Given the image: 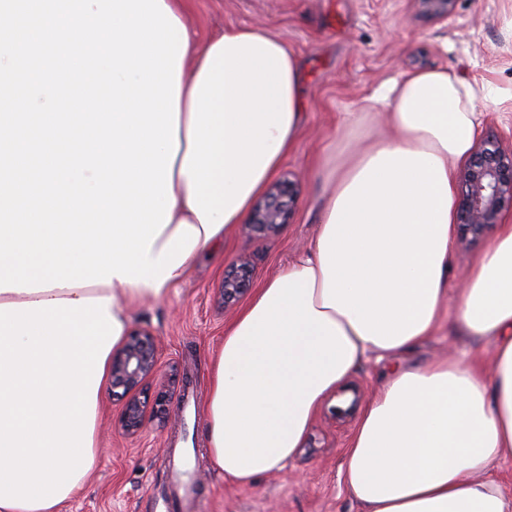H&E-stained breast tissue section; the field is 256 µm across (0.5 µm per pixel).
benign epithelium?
I'll list each match as a JSON object with an SVG mask.
<instances>
[{"label":"benign epithelium","instance_id":"7a95c632","mask_svg":"<svg viewBox=\"0 0 512 512\" xmlns=\"http://www.w3.org/2000/svg\"><path fill=\"white\" fill-rule=\"evenodd\" d=\"M425 15L442 19L448 16L453 0H418ZM297 182L284 179L273 184L256 203L248 227L272 234L289 223L296 207ZM512 210V152L502 150L499 136L489 131L468 160L460 180L456 224L463 237L483 235L498 223L501 212ZM251 271L244 259L224 271V302L243 295L250 286ZM159 353L153 336L147 332L130 335L112 352L113 394L124 400L120 416L123 433L139 436L151 417L163 414L168 398L165 393H150L144 384L157 370Z\"/></svg>","mask_w":512,"mask_h":512}]
</instances>
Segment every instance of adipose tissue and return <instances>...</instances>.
Segmentation results:
<instances>
[{
	"mask_svg": "<svg viewBox=\"0 0 512 512\" xmlns=\"http://www.w3.org/2000/svg\"><path fill=\"white\" fill-rule=\"evenodd\" d=\"M180 22L187 0H164ZM175 204L199 240L161 287L112 280L0 292V512H59L91 477L103 379L128 307L160 300L223 243L302 131V65L274 35L200 38L187 25ZM487 88L439 68L372 97L393 132L358 153L327 197L314 246L257 289L209 366L207 450L247 486L303 447L324 399L366 360L390 362L345 451L361 512H512V224L495 228L448 298L454 169L473 149ZM477 354L402 363L443 323Z\"/></svg>",
	"mask_w": 512,
	"mask_h": 512,
	"instance_id": "ef3b65f1",
	"label": "adipose tissue"
}]
</instances>
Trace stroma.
<instances>
[{"instance_id": "obj_1", "label": "stroma", "mask_w": 512, "mask_h": 512, "mask_svg": "<svg viewBox=\"0 0 512 512\" xmlns=\"http://www.w3.org/2000/svg\"><path fill=\"white\" fill-rule=\"evenodd\" d=\"M190 22L204 38L262 28L300 59L305 125L279 171L298 178L299 200L277 233L263 237L237 225L163 300L130 306L131 332L157 340L159 369L148 387L169 394V419L128 437L119 423L122 400L104 391L93 475L60 512H154L156 498L174 492L186 455L195 464L194 493L210 512H360L342 481L343 456L385 363H364L324 400L294 459L250 486L213 470L205 418L185 420L181 406L188 396L204 406L211 353L242 307L224 301L225 267L248 259L256 289L311 248L336 186L331 170L389 134L385 108H366L367 99L406 74L447 67L490 89L493 102L478 105L480 130L512 132V0H454L438 22L422 16L416 0H193Z\"/></svg>"}]
</instances>
